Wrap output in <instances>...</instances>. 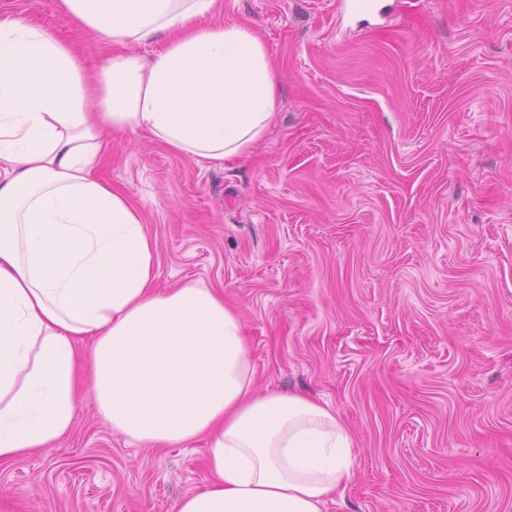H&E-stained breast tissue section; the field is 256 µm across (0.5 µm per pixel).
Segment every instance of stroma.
<instances>
[{
    "instance_id": "stroma-1",
    "label": "stroma",
    "mask_w": 512,
    "mask_h": 512,
    "mask_svg": "<svg viewBox=\"0 0 512 512\" xmlns=\"http://www.w3.org/2000/svg\"><path fill=\"white\" fill-rule=\"evenodd\" d=\"M217 0L279 69L275 121L227 164L108 136L97 175L157 243L160 289L236 307L259 389L328 402L355 472L324 512H512V0ZM87 73L111 43L55 0H0ZM54 447L0 465V512H175L205 440L133 441L89 381Z\"/></svg>"
}]
</instances>
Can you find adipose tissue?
Masks as SVG:
<instances>
[{
  "instance_id": "obj_1",
  "label": "adipose tissue",
  "mask_w": 512,
  "mask_h": 512,
  "mask_svg": "<svg viewBox=\"0 0 512 512\" xmlns=\"http://www.w3.org/2000/svg\"><path fill=\"white\" fill-rule=\"evenodd\" d=\"M216 0H56L118 45L95 77L51 32L0 11V463L73 428L79 342L113 429L151 445L207 441L211 484L175 512H322L354 440L326 405L259 391L241 317L201 284L158 290L157 244L95 177L102 130L199 161L251 153L280 75L255 30L202 25ZM157 42L151 57L132 44Z\"/></svg>"
}]
</instances>
